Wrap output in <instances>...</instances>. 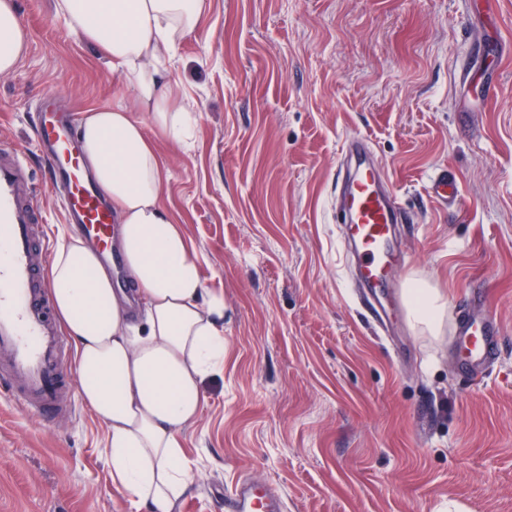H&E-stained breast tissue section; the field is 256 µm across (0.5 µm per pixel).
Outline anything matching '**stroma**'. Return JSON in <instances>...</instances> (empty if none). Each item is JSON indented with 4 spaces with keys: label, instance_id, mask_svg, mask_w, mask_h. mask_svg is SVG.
I'll list each match as a JSON object with an SVG mask.
<instances>
[{
    "label": "stroma",
    "instance_id": "1",
    "mask_svg": "<svg viewBox=\"0 0 512 512\" xmlns=\"http://www.w3.org/2000/svg\"><path fill=\"white\" fill-rule=\"evenodd\" d=\"M28 49L0 74V144L26 155L52 246L73 233L34 152L44 92L79 112L138 105L55 0H18ZM173 78L186 143L150 138L162 203L224 297V361L182 432L191 478L171 512H224L241 480L281 512H512V0H201ZM367 138L402 213L408 262L448 299L421 335L391 294L370 320L334 207L346 137ZM458 203L431 198L441 170ZM489 290L499 357L480 377L454 343ZM47 424L0 397V512H149L112 481L108 431L67 395Z\"/></svg>",
    "mask_w": 512,
    "mask_h": 512
}]
</instances>
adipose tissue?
Masks as SVG:
<instances>
[{"label":"adipose tissue","mask_w":512,"mask_h":512,"mask_svg":"<svg viewBox=\"0 0 512 512\" xmlns=\"http://www.w3.org/2000/svg\"><path fill=\"white\" fill-rule=\"evenodd\" d=\"M56 9L102 48L142 115L115 104L81 124L132 291L117 296L97 252L75 233L50 270L55 306L75 341L79 397L108 428L113 481L152 512H171L190 479L181 433L201 411L205 377L224 359V297L208 292L200 254L160 200L166 170L149 134L183 135L172 49L194 30L201 0H57ZM26 49L15 0H0V74ZM405 293L413 326L441 335L444 296L415 280Z\"/></svg>","instance_id":"ef3b65f1"}]
</instances>
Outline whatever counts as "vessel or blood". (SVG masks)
<instances>
[{
	"label": "vessel or blood",
	"instance_id": "vessel-or-blood-1",
	"mask_svg": "<svg viewBox=\"0 0 512 512\" xmlns=\"http://www.w3.org/2000/svg\"><path fill=\"white\" fill-rule=\"evenodd\" d=\"M32 133L69 222L79 225L99 251L110 252L112 208L87 174L75 122L55 93L37 103ZM342 153L350 163L340 197L346 234L358 256L363 288L380 294L387 265L406 260L394 233L397 201L385 190L386 175L364 136L349 137ZM29 175L23 155L0 150V388L50 422L63 411L69 391L66 336L52 311L44 274L48 256L37 249L44 210L28 187ZM429 191L451 203L461 195L458 179L444 171L431 179ZM465 300L455 336L466 353L462 369L479 375L497 359L501 328L485 288L469 289ZM224 512H280V499L269 487L243 481L225 494Z\"/></svg>",
	"mask_w": 512,
	"mask_h": 512
}]
</instances>
